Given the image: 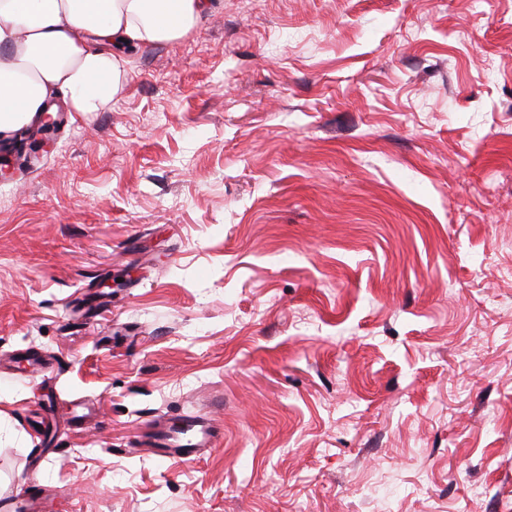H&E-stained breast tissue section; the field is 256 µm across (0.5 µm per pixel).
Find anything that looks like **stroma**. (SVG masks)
I'll return each instance as SVG.
<instances>
[{"instance_id": "35a3bbf8", "label": "stroma", "mask_w": 512, "mask_h": 512, "mask_svg": "<svg viewBox=\"0 0 512 512\" xmlns=\"http://www.w3.org/2000/svg\"><path fill=\"white\" fill-rule=\"evenodd\" d=\"M53 139L0 179V498L512 512V0H208ZM177 426L156 420L151 433V446L162 461H192L212 446L217 434L213 420L191 415Z\"/></svg>"}]
</instances>
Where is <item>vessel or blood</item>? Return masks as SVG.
Returning <instances> with one entry per match:
<instances>
[{"label": "vessel or blood", "instance_id": "vessel-or-blood-1", "mask_svg": "<svg viewBox=\"0 0 512 512\" xmlns=\"http://www.w3.org/2000/svg\"><path fill=\"white\" fill-rule=\"evenodd\" d=\"M216 434L213 421L195 415L183 418L176 426L159 419L152 429L151 445L160 460L191 461L212 446ZM44 497L43 486L32 485L25 498L1 501L0 512H39Z\"/></svg>", "mask_w": 512, "mask_h": 512}]
</instances>
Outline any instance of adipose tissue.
Wrapping results in <instances>:
<instances>
[{"label":"adipose tissue","mask_w":512,"mask_h":512,"mask_svg":"<svg viewBox=\"0 0 512 512\" xmlns=\"http://www.w3.org/2000/svg\"><path fill=\"white\" fill-rule=\"evenodd\" d=\"M205 0H0V137L42 112L48 93L72 114L101 111L123 87L126 46L181 38Z\"/></svg>","instance_id":"obj_1"}]
</instances>
